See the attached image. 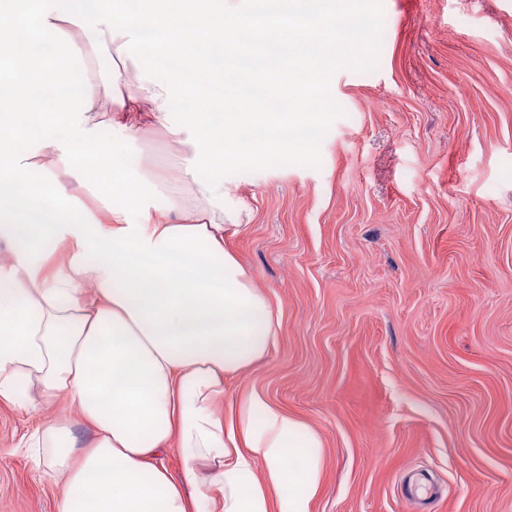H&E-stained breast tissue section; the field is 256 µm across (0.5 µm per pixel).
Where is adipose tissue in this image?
<instances>
[{"label":"adipose tissue","instance_id":"adipose-tissue-1","mask_svg":"<svg viewBox=\"0 0 512 512\" xmlns=\"http://www.w3.org/2000/svg\"><path fill=\"white\" fill-rule=\"evenodd\" d=\"M139 2L0 0V402L59 404L89 431L53 420L29 436L31 459L64 476L58 512H310L322 436L256 390L218 411L225 374L253 367L279 329L225 246L245 205L224 166L309 160L293 133L319 113L279 104L322 98L347 0H247L240 13L232 0ZM245 26L262 52L234 78L264 95L228 112L224 60ZM75 28L105 29L111 78ZM291 40L310 64L288 62ZM147 129L175 145L163 166L128 159ZM244 129L259 139L243 143ZM173 447L178 476L159 460Z\"/></svg>","mask_w":512,"mask_h":512}]
</instances>
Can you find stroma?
<instances>
[{
	"label": "stroma",
	"instance_id": "35a3bbf8",
	"mask_svg": "<svg viewBox=\"0 0 512 512\" xmlns=\"http://www.w3.org/2000/svg\"><path fill=\"white\" fill-rule=\"evenodd\" d=\"M310 162L229 164L226 246L280 319L224 379L324 440L311 512H512V0H355ZM0 405V512H57ZM368 31V24L362 18H353L338 34V38L343 42V48L347 52L356 53L364 45Z\"/></svg>",
	"mask_w": 512,
	"mask_h": 512
}]
</instances>
